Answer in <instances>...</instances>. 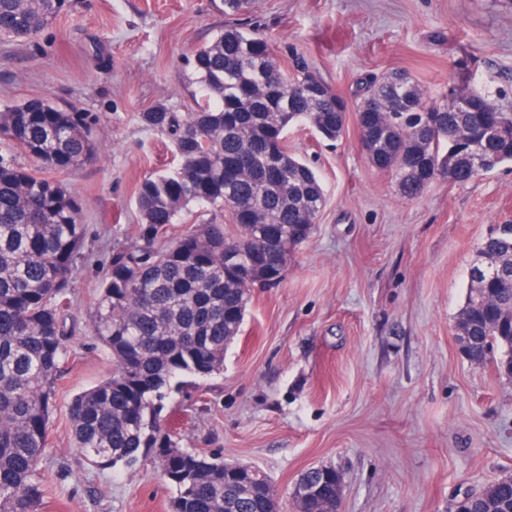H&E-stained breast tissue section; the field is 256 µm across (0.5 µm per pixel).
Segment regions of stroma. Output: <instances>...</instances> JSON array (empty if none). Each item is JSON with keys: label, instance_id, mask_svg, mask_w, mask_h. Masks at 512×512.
Here are the masks:
<instances>
[{"label": "stroma", "instance_id": "stroma-1", "mask_svg": "<svg viewBox=\"0 0 512 512\" xmlns=\"http://www.w3.org/2000/svg\"><path fill=\"white\" fill-rule=\"evenodd\" d=\"M231 22L259 29L282 69L303 53L350 105L361 81L397 72L432 102L466 81L512 110V0H252L233 17L221 0H66L31 38H0V109L47 99L98 121L95 157L58 176L83 202L87 238L42 512H170L159 463L89 465L67 407L112 371L90 319L108 251L136 239L135 186L174 164L171 140L139 115L194 107L193 56ZM286 143L316 169L325 207L281 282L253 290L223 371L188 379L162 422L182 447L264 471L283 512L317 465L343 474L339 512H455L512 475V380L472 365L457 340L477 249L512 224V164L412 199L369 163L355 114L338 140L295 123Z\"/></svg>", "mask_w": 512, "mask_h": 512}]
</instances>
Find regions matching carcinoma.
<instances>
[{"mask_svg": "<svg viewBox=\"0 0 512 512\" xmlns=\"http://www.w3.org/2000/svg\"><path fill=\"white\" fill-rule=\"evenodd\" d=\"M63 0H0V37L26 39L59 12ZM193 69L204 98L183 116L164 107L143 124L171 136L177 165L144 178L136 189L139 242L112 248L93 326L112 354V373L68 406L75 448L99 469L131 467L148 455L161 462L175 490L171 512H279L266 474L238 461L180 447L160 419L184 379L224 368V349L241 330L251 291L278 282L291 250L309 238L324 205L315 171L288 153L284 134L303 122L323 139H340L346 105L296 57L280 70L267 40L228 25L196 50ZM479 112L448 101L425 112L367 111L377 99L411 106L426 92L402 74L366 84L355 112L371 163L418 197L437 173L466 185L482 175L479 158L512 162V112L488 92L456 84ZM0 139L46 171H64L96 152V120L41 101L0 110ZM191 204L230 211L240 233L200 224L171 236ZM170 237L156 247L161 237ZM86 240L83 206L54 178L0 157V512H42L40 465L48 448L52 395L67 338L69 289ZM476 365L491 363L512 380V224L486 238L471 267L458 315ZM324 492L292 498L294 512H327ZM466 512H507L512 476L465 495Z\"/></svg>", "mask_w": 512, "mask_h": 512, "instance_id": "cac0c4a2", "label": "carcinoma"}]
</instances>
